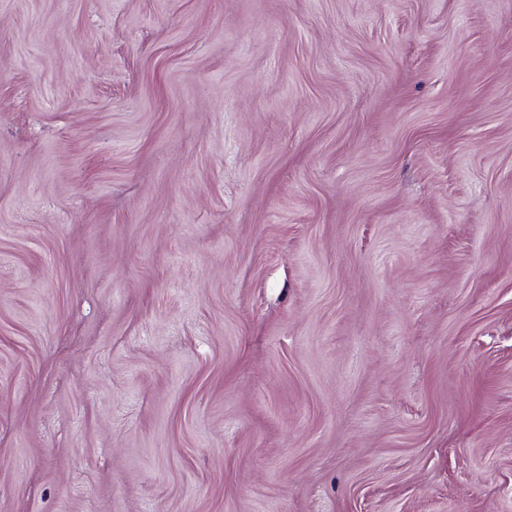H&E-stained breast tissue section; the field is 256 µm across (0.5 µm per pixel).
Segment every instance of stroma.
<instances>
[{"instance_id": "1", "label": "stroma", "mask_w": 512, "mask_h": 512, "mask_svg": "<svg viewBox=\"0 0 512 512\" xmlns=\"http://www.w3.org/2000/svg\"><path fill=\"white\" fill-rule=\"evenodd\" d=\"M0 512H512V0H0Z\"/></svg>"}]
</instances>
